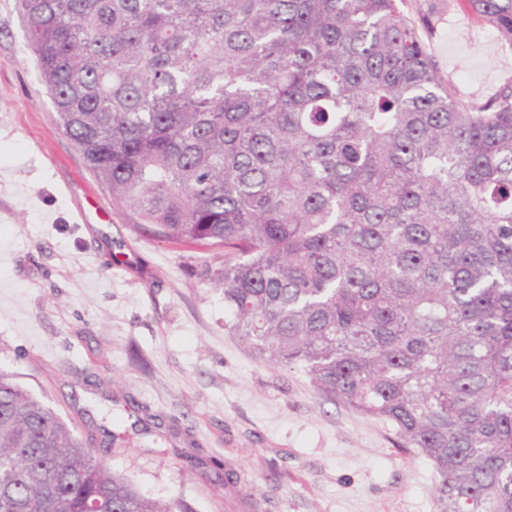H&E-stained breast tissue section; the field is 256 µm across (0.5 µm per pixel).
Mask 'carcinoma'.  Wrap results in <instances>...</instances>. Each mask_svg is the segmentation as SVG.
Instances as JSON below:
<instances>
[{
    "instance_id": "cac0c4a2",
    "label": "carcinoma",
    "mask_w": 512,
    "mask_h": 512,
    "mask_svg": "<svg viewBox=\"0 0 512 512\" xmlns=\"http://www.w3.org/2000/svg\"><path fill=\"white\" fill-rule=\"evenodd\" d=\"M512 46V0H468ZM62 131L260 359L390 424L438 512H512V85H443L400 0H18ZM0 512L142 494L0 372Z\"/></svg>"
}]
</instances>
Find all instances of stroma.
Instances as JSON below:
<instances>
[{
  "label": "stroma",
  "instance_id": "1",
  "mask_svg": "<svg viewBox=\"0 0 512 512\" xmlns=\"http://www.w3.org/2000/svg\"><path fill=\"white\" fill-rule=\"evenodd\" d=\"M402 9L457 97L512 84V46L466 0ZM27 39L17 0H0V370L112 471L196 512H438L431 464L388 424L228 333L224 292L204 277L223 250L140 232L98 184ZM152 415L163 429L142 433ZM225 467L234 488L215 477Z\"/></svg>",
  "mask_w": 512,
  "mask_h": 512
}]
</instances>
